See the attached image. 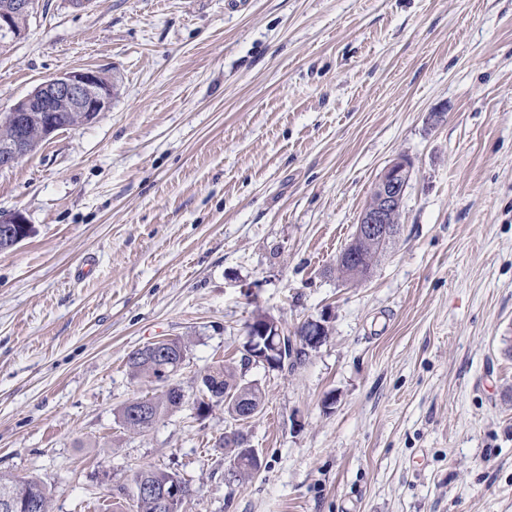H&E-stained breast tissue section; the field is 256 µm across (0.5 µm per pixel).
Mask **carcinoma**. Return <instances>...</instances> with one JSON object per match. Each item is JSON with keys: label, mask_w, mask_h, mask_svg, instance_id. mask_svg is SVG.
I'll list each match as a JSON object with an SVG mask.
<instances>
[{"label": "carcinoma", "mask_w": 512, "mask_h": 512, "mask_svg": "<svg viewBox=\"0 0 512 512\" xmlns=\"http://www.w3.org/2000/svg\"><path fill=\"white\" fill-rule=\"evenodd\" d=\"M345 249L357 252L363 260L364 267L372 269L378 255V248L372 244L349 242ZM166 357L158 358L140 348L128 355L127 365L136 376H142L161 382V373H174L185 360L187 343L182 338H173L164 342ZM204 394L194 400L197 415L202 416L211 408L212 403H224L234 420H239L238 412L242 403H247L253 409H261L263 396L260 388L250 382H244L237 377L235 368L230 364H222L213 368L203 379ZM147 410L134 418L130 407L123 405L119 411L122 424L135 432H145L153 427L164 415L186 403V396L179 386L163 388L158 394L146 399ZM232 442L238 451L235 456L236 481L240 482L252 477L256 471L255 457L246 450V436L236 431L232 434ZM176 483L182 485L183 499L179 506L169 509L163 506L160 498L146 492H137L139 485L161 489ZM108 500L110 506L121 512L128 505L135 512H187L185 504L192 496L189 483L173 472H167L151 467L136 470L131 478L122 484L112 485V478H107ZM7 494L12 498V512H29L28 506L39 500L42 512L50 510V492L40 481L20 477L10 472H0V496Z\"/></svg>", "instance_id": "cac0c4a2"}]
</instances>
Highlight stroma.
<instances>
[{"instance_id":"stroma-1","label":"stroma","mask_w":512,"mask_h":512,"mask_svg":"<svg viewBox=\"0 0 512 512\" xmlns=\"http://www.w3.org/2000/svg\"><path fill=\"white\" fill-rule=\"evenodd\" d=\"M81 68L110 111L0 171V471L51 512L103 476L186 479L188 512H512V0H39L0 50V118ZM444 113L431 124V113ZM412 163L395 242L337 277L375 181ZM329 335L241 366L256 312ZM187 342L188 399L149 431L133 350ZM233 359L261 411L192 406ZM242 431L262 466L229 482ZM325 322V320H307L304 323L302 341L298 338L302 346L299 349H302L303 351H296V356L294 358H291L292 353H286L284 365H288V360H291V365H294L297 363V360H301V357L303 354L305 355V352H307L308 349L315 350L326 341L327 336Z\"/></svg>"}]
</instances>
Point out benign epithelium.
<instances>
[{"label":"benign epithelium","mask_w":512,"mask_h":512,"mask_svg":"<svg viewBox=\"0 0 512 512\" xmlns=\"http://www.w3.org/2000/svg\"><path fill=\"white\" fill-rule=\"evenodd\" d=\"M36 6L37 0H9L1 6L0 35L11 43L21 39L26 28L21 26L20 20L29 17ZM112 98V83L96 69L62 72L41 82L5 118L15 133L11 138L0 141V170L13 167L42 141L64 129L58 122L59 114L74 113L81 123L89 124L110 110ZM410 175L411 162L403 156L395 158L383 169L373 188V200L359 215L355 239L378 242L382 246L396 239L399 225L394 223V216L403 206ZM15 230L20 236L28 233L24 215L19 211L0 213V235L6 238ZM260 331L263 340L257 343L252 325H247L245 361L250 365L261 364L268 369H277L280 364L273 360V356L293 348V342L284 336L278 321L273 318ZM325 341V321L308 320L304 323L303 351L315 350Z\"/></svg>","instance_id":"benign-epithelium-1"}]
</instances>
